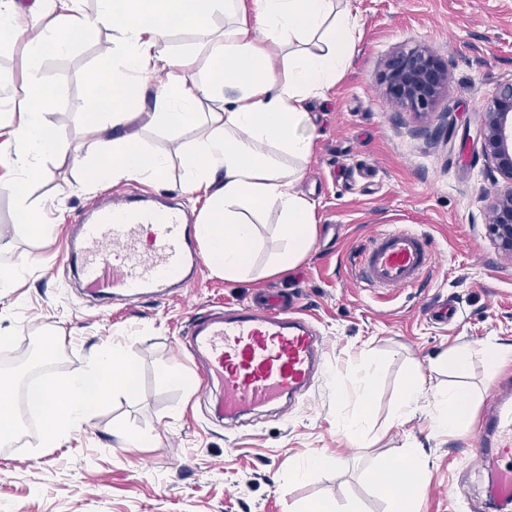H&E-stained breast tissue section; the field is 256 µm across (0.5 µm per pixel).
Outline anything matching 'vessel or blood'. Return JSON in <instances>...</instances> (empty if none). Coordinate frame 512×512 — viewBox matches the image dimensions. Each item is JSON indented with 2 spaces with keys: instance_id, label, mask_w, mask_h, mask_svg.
<instances>
[{
  "instance_id": "1",
  "label": "vessel or blood",
  "mask_w": 512,
  "mask_h": 512,
  "mask_svg": "<svg viewBox=\"0 0 512 512\" xmlns=\"http://www.w3.org/2000/svg\"><path fill=\"white\" fill-rule=\"evenodd\" d=\"M95 297L167 296L195 280L201 266L193 224L178 205L132 193L92 202L73 227L65 258ZM423 234L401 227L374 236L359 271L373 288H408L431 268ZM188 352L205 382L222 391L221 410L233 421L244 409L304 394L322 360L321 345L299 310L279 304L209 311L191 324ZM483 417L475 455L488 446L512 455V397L502 395Z\"/></svg>"
}]
</instances>
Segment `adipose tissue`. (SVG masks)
Masks as SVG:
<instances>
[{
    "instance_id": "adipose-tissue-1",
    "label": "adipose tissue",
    "mask_w": 512,
    "mask_h": 512,
    "mask_svg": "<svg viewBox=\"0 0 512 512\" xmlns=\"http://www.w3.org/2000/svg\"><path fill=\"white\" fill-rule=\"evenodd\" d=\"M76 2L35 0V13L48 24L28 39L15 0H0V45L21 47L34 60L49 50L68 52L96 26L112 29L116 55L85 76L89 121L99 133H112V147L86 164L81 187L163 175L162 157L143 152L119 133L131 118L127 106L141 92L143 75H159L153 109L143 118L194 136L183 157V184L203 194L198 231L212 273L228 280L247 275L256 244L253 217L267 209L278 211L288 242L272 272L300 263L313 242L315 204L298 190L302 170L278 165L267 148L276 146L301 160L311 155L308 103L327 98L355 50L359 19L353 0H101L93 20L78 14ZM219 13L230 21L205 45L216 73L199 82L190 75L194 56L167 48L168 22L202 27ZM287 44L292 47L288 56L275 59L273 48ZM9 112L8 121L0 120L6 135L0 189L14 198L25 227L40 234L47 224L28 193L39 175L37 160L65 158L75 149L56 138L53 99L37 73L15 87ZM469 361V352L458 350L430 360L428 369H414L395 407L396 424L408 422L419 410L431 389V374L448 368L464 373ZM434 392L435 425L461 430L469 396L449 387ZM398 470L399 484H392L386 471L377 472L375 481L387 491L391 512H418L420 456L406 450Z\"/></svg>"
}]
</instances>
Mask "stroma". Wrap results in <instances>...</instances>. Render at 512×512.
<instances>
[{
	"label": "stroma",
	"instance_id": "stroma-1",
	"mask_svg": "<svg viewBox=\"0 0 512 512\" xmlns=\"http://www.w3.org/2000/svg\"><path fill=\"white\" fill-rule=\"evenodd\" d=\"M356 50L328 99L313 101L314 147L303 161L299 189L316 203L310 251L294 269L273 274L271 262L286 243L279 214L268 209L257 223L250 271L227 280L202 269L183 295L169 299L116 297L96 301L75 286L63 254L66 235L91 198L130 190L176 199L190 215L201 204L180 191L179 132L133 120L125 129L146 153L168 160L156 181H121L75 190L73 159L40 157V177L29 186L51 232L38 236L15 218L13 197L0 191V236L10 247L0 269L24 264L13 288L0 296V331L19 330L14 360L26 357L34 336L54 331L81 368L98 351L122 345L140 363L139 399L118 397L80 432L56 447L7 451L0 447V507L5 512H297L309 502L330 512H388L389 500L373 473L407 448L424 457L420 512H512L492 501L495 466L472 454L493 381L512 383V365L490 372L484 358L494 341L512 342V259L487 230V206L497 174L479 139L484 109L497 87L512 83V0H355ZM223 15L207 27L177 29L169 46L194 54V79L209 80L212 65L200 47L223 29ZM428 47L447 66L449 85L433 111L419 114L391 100L380 75L395 52ZM113 53L109 28L100 26L65 55L48 54L39 75L56 109L57 138L90 153L99 138L87 114L85 72ZM423 232L434 265L414 287L388 292L368 287L355 261L370 239L399 227ZM297 297L326 349L305 396L280 415L263 407L225 429L215 415L218 390H206L184 347L195 314L252 304L263 292ZM448 303L454 319H432ZM466 347L463 376L436 374L445 387L464 383L473 397L462 431L447 433L432 420L433 397L415 417L393 422L404 380L415 365ZM378 366L372 389V430L356 442L338 426L355 399L338 400V386L353 388L363 358ZM179 365L186 383L164 386L159 372ZM143 435L145 447L127 448L113 429ZM329 459L300 481L290 462Z\"/></svg>",
	"mask_w": 512,
	"mask_h": 512
}]
</instances>
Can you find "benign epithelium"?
I'll use <instances>...</instances> for the list:
<instances>
[{
	"mask_svg": "<svg viewBox=\"0 0 512 512\" xmlns=\"http://www.w3.org/2000/svg\"><path fill=\"white\" fill-rule=\"evenodd\" d=\"M382 81L397 104L416 113L430 111L449 84L447 68L421 46L395 52L386 62ZM480 136L485 155L506 182L489 206L488 229L512 258V83L500 85L487 104Z\"/></svg>",
	"mask_w": 512,
	"mask_h": 512,
	"instance_id": "1",
	"label": "benign epithelium"
}]
</instances>
